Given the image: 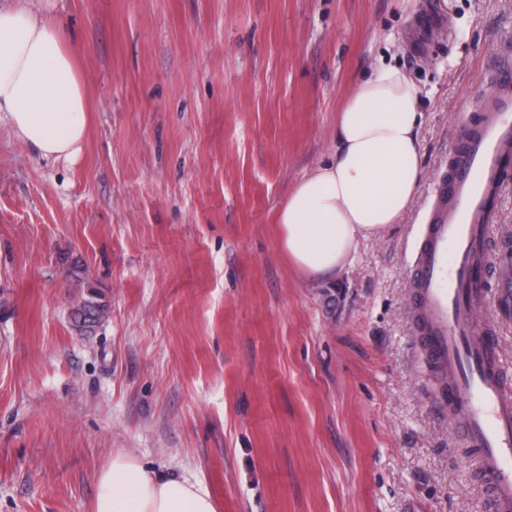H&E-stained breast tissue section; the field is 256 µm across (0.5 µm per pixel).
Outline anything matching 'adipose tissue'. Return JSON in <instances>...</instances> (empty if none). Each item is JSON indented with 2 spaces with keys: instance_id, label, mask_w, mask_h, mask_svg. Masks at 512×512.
Listing matches in <instances>:
<instances>
[{
  "instance_id": "1",
  "label": "adipose tissue",
  "mask_w": 512,
  "mask_h": 512,
  "mask_svg": "<svg viewBox=\"0 0 512 512\" xmlns=\"http://www.w3.org/2000/svg\"><path fill=\"white\" fill-rule=\"evenodd\" d=\"M90 110L61 17L0 0V128L44 160L76 158ZM418 89L399 68L357 81L336 122L331 156L297 182L276 220L282 245L310 278H335L360 244L397 223L421 182ZM95 512H216L199 481L113 452L99 472Z\"/></svg>"
}]
</instances>
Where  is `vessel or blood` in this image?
Wrapping results in <instances>:
<instances>
[{"label":"vessel or blood","instance_id":"b4317fda","mask_svg":"<svg viewBox=\"0 0 512 512\" xmlns=\"http://www.w3.org/2000/svg\"><path fill=\"white\" fill-rule=\"evenodd\" d=\"M512 152V110L486 113L466 130L448 172L450 202H438L421 229L416 330L433 365L448 376V399L465 408L459 429L496 512H512V361L489 323L485 271L493 209Z\"/></svg>","mask_w":512,"mask_h":512}]
</instances>
